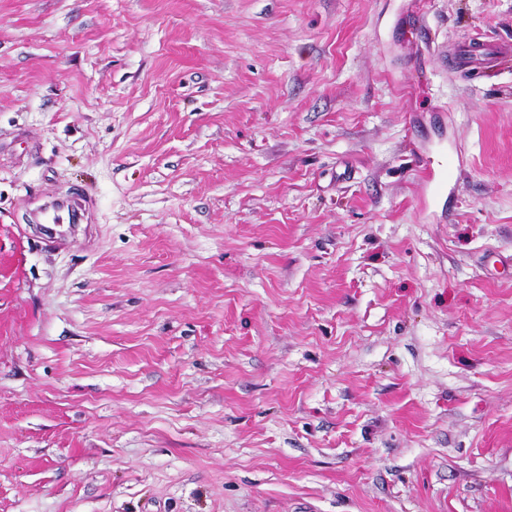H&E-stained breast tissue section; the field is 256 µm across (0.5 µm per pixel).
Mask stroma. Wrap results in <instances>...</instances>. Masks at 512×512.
<instances>
[{
    "label": "stroma",
    "mask_w": 512,
    "mask_h": 512,
    "mask_svg": "<svg viewBox=\"0 0 512 512\" xmlns=\"http://www.w3.org/2000/svg\"><path fill=\"white\" fill-rule=\"evenodd\" d=\"M477 37L512 0H0V512H512ZM76 217V211L67 201H57L41 214V219L46 224H70Z\"/></svg>",
    "instance_id": "35a3bbf8"
}]
</instances>
